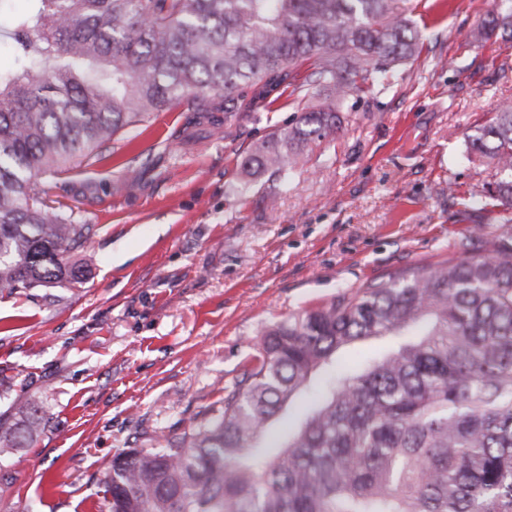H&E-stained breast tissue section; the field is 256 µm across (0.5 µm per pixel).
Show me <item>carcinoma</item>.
Listing matches in <instances>:
<instances>
[{"mask_svg":"<svg viewBox=\"0 0 512 512\" xmlns=\"http://www.w3.org/2000/svg\"><path fill=\"white\" fill-rule=\"evenodd\" d=\"M0 0V289L77 288L93 225L40 176L95 156L173 104L328 91L256 145L244 176L285 184L336 133L345 100L420 52L412 0ZM475 36L512 41V0ZM308 74L298 81L297 68ZM505 237L491 254L389 273L265 327L218 409L165 448L105 468L103 512H512V105L468 144ZM383 336L386 353L338 354ZM291 428L276 425L299 400ZM36 399L0 423V460L38 435Z\"/></svg>","mask_w":512,"mask_h":512,"instance_id":"carcinoma-1","label":"carcinoma"}]
</instances>
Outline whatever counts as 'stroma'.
Masks as SVG:
<instances>
[{"instance_id":"35a3bbf8","label":"stroma","mask_w":512,"mask_h":512,"mask_svg":"<svg viewBox=\"0 0 512 512\" xmlns=\"http://www.w3.org/2000/svg\"><path fill=\"white\" fill-rule=\"evenodd\" d=\"M500 0H422L420 56L385 91L352 95L335 138L268 208L233 193L240 162L302 104L254 106L224 138L177 106L98 156L43 177L50 204L94 232L81 289L0 290V420L44 421L0 461V512H99L105 467L161 448L218 407L267 325L404 267L488 254L501 238L468 138L512 102V44L471 33Z\"/></svg>"}]
</instances>
